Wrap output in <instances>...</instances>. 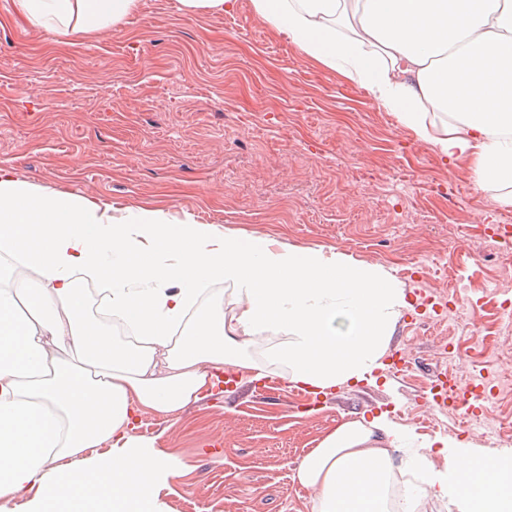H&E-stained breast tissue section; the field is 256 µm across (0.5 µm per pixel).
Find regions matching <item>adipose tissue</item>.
<instances>
[{
	"mask_svg": "<svg viewBox=\"0 0 512 512\" xmlns=\"http://www.w3.org/2000/svg\"><path fill=\"white\" fill-rule=\"evenodd\" d=\"M141 0H12L34 29H117ZM305 56L342 75L475 185L512 206V0H252ZM37 282H29L28 273ZM231 287L232 309L213 297ZM101 297L82 316L87 286ZM408 301L383 266L337 251L171 221L157 208L110 206L0 171V512H170L161 498L184 463L137 434L139 415L201 401L225 369L328 394L381 368ZM118 318L134 339H115ZM284 340L256 358V335ZM69 350L76 364L59 361ZM413 437L386 415L345 420L300 462L313 512H390L393 453ZM407 473L459 512H512V461L471 452L454 484L428 454Z\"/></svg>",
	"mask_w": 512,
	"mask_h": 512,
	"instance_id": "ef3b65f1",
	"label": "adipose tissue"
}]
</instances>
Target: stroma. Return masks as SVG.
<instances>
[{"label": "stroma", "mask_w": 512, "mask_h": 512, "mask_svg": "<svg viewBox=\"0 0 512 512\" xmlns=\"http://www.w3.org/2000/svg\"><path fill=\"white\" fill-rule=\"evenodd\" d=\"M0 169L116 208L257 232L377 263L412 303H457L462 320L400 317L399 378L343 385L308 411L280 368L269 390L242 383L175 419L141 416L139 434L188 470L162 495L171 512H312L299 463L355 411H384L418 438L457 442L462 412H426L449 368L439 343L471 361L472 382L512 354L491 284L512 263L483 228L512 217L465 163L445 161L364 90L303 55L251 0L184 13L141 0L118 30L75 41L35 30L0 0Z\"/></svg>", "instance_id": "stroma-1"}]
</instances>
